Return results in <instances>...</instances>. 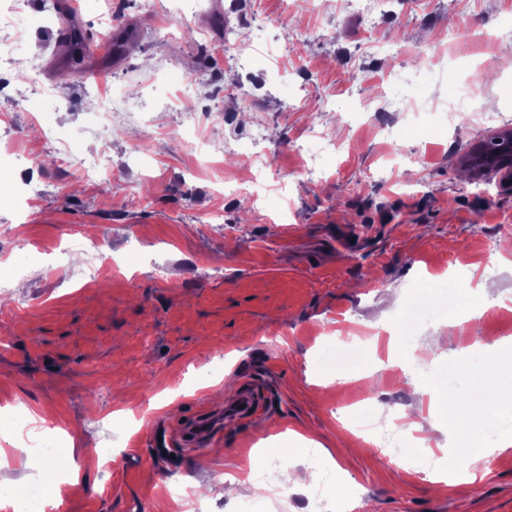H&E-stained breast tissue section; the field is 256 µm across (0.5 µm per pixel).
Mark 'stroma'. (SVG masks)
I'll list each match as a JSON object with an SVG mask.
<instances>
[{
    "label": "stroma",
    "mask_w": 512,
    "mask_h": 512,
    "mask_svg": "<svg viewBox=\"0 0 512 512\" xmlns=\"http://www.w3.org/2000/svg\"><path fill=\"white\" fill-rule=\"evenodd\" d=\"M53 0H22L15 70L0 78V468L42 481L46 463L13 420L33 412L68 425L56 512H156L178 478L208 484L204 512H240L261 485L224 478L283 459L334 469L333 512H512V451L485 456L475 478L434 482L395 457L361 448L364 404L409 408L413 396L378 346L359 378L325 369L344 321L376 322L386 298L435 299L437 281L467 270L488 310L446 352L421 357L413 379L462 392L455 349L512 333L494 301H512V191L481 190L461 162L481 137L512 131V0H221L198 14L171 0H83L79 29L132 33L123 55L72 63ZM279 51L239 68L228 30ZM26 80H19V73ZM111 101L115 136L99 112ZM497 112V122H477ZM64 139L45 142L44 130ZM207 143L189 158L184 139ZM148 142L135 155L134 144ZM405 151L421 164L394 168ZM107 167L89 179L86 159ZM255 173L259 199L224 193ZM224 224L211 226L213 213ZM106 237L117 265L83 287L84 260L60 256L64 233ZM252 386L261 410L225 423L189 454L179 432L223 413ZM330 459H309L306 439ZM358 454L349 455L345 445Z\"/></svg>",
    "instance_id": "obj_1"
}]
</instances>
